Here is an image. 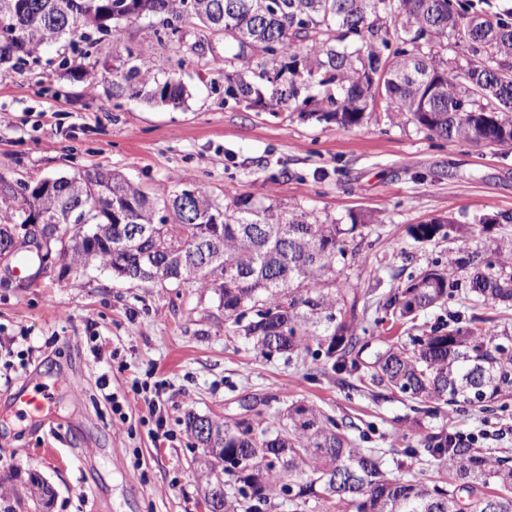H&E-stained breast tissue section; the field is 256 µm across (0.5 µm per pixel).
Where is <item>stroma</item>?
Wrapping results in <instances>:
<instances>
[{
    "mask_svg": "<svg viewBox=\"0 0 512 512\" xmlns=\"http://www.w3.org/2000/svg\"><path fill=\"white\" fill-rule=\"evenodd\" d=\"M154 28L149 20L127 23L118 40L92 48L91 82L60 68L59 45L39 63L1 69L0 175L32 184L100 166L152 197L203 183L223 205L248 194L262 206H297L346 226L375 216L365 228L369 248L345 269L365 311L366 362L382 346L379 295L448 253L444 242L414 243L407 226L512 213V146L442 141L381 109L343 128L225 104L224 42L212 38L198 57L195 30L182 64L170 66L189 91L183 104L113 99L118 57L130 47L158 50ZM14 267L0 260V512H208L200 450L184 424L190 412L231 425L257 409L271 416L303 403L345 422L358 446L390 458L442 429L481 435V448L494 454L512 452V406L414 416L407 398L322 372L312 357L263 358L229 330L218 296L194 285L141 284L60 262L31 282ZM35 383L52 404L28 421L13 406ZM107 391L128 405L126 420L113 415ZM154 395L173 440H154L142 423ZM34 473L55 491L49 508L31 498Z\"/></svg>",
    "mask_w": 512,
    "mask_h": 512,
    "instance_id": "35a3bbf8",
    "label": "stroma"
}]
</instances>
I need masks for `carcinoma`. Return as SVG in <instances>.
I'll use <instances>...</instances> for the list:
<instances>
[{"instance_id": "1", "label": "carcinoma", "mask_w": 512, "mask_h": 512, "mask_svg": "<svg viewBox=\"0 0 512 512\" xmlns=\"http://www.w3.org/2000/svg\"><path fill=\"white\" fill-rule=\"evenodd\" d=\"M476 16L464 0H0V66L17 69L61 42L74 52L79 42L91 47L115 37L122 22L146 17L157 19L158 41L171 45L194 22L224 38L226 101L301 115L312 106V114L349 128L382 99L441 140L512 143V13L470 25ZM451 38L475 57L468 67L439 58ZM126 58L112 72V96L184 101L182 84L158 79L170 58L150 50ZM22 187L0 175L1 237L50 224L46 254L58 245L76 268L91 261L143 282L168 258L169 282L219 294L225 320L264 357L305 351L337 373L363 371L375 386L415 402L417 414H435L440 404L492 411L512 399V329L485 327L473 313L441 318L424 336H386L373 361L359 360L357 297L336 287L355 223L344 228L258 206L247 194L223 207L201 183L151 198L103 169L62 180L47 194L26 196ZM131 224L146 226V234L132 238ZM495 224H512V213L479 215L469 227L448 217L409 226L418 243L456 246L446 261L384 293L375 324L412 322L452 299L468 311L511 309L512 238L490 251L470 243ZM94 231L102 238L88 258L82 235ZM286 418L279 427L260 412L232 427L211 418L215 436L202 439L200 416L188 415L204 452L209 512L216 473L224 474L223 512H268L285 494L292 512H306L311 500L343 512H512V458L457 442L448 431L404 448L393 460L400 476L390 478L379 451L357 447L334 417L297 404ZM429 457L441 477H408Z\"/></svg>"}]
</instances>
